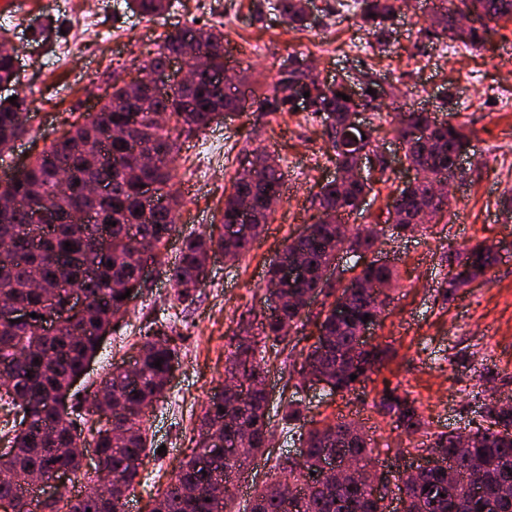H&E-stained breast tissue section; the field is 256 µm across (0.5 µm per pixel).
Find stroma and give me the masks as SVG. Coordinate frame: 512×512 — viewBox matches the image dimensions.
<instances>
[{
  "mask_svg": "<svg viewBox=\"0 0 512 512\" xmlns=\"http://www.w3.org/2000/svg\"><path fill=\"white\" fill-rule=\"evenodd\" d=\"M26 0L18 12L12 0H0V28L8 29L22 56L20 82L10 95L24 97L31 119L0 166L14 170L48 146L76 116L92 117L112 77L133 74L159 51L166 34L201 24L224 32L228 65L253 81L258 95L271 94L280 71L293 55L311 61L321 79H341L353 90L363 76L376 74L388 101L403 111H427L461 127L469 138L461 171L448 188L449 212L426 230L405 237L383 232L379 256L389 257L397 273L391 300L367 336L386 349L379 371L357 383L347 396L323 386H305L308 420L330 422L344 415L361 422L373 442V458L387 471L402 458L418 457L417 446L440 431L467 432L474 416V396L512 397V22L499 23L485 46L458 41L428 44L429 0H409L393 20L394 40L387 52L373 51L372 34L360 27L354 8L328 9L327 0H312L314 20L294 31L274 9L275 0H175L173 8L153 20L131 12L127 0ZM94 15L100 40L79 47L67 63L56 64L54 50L70 30L74 10ZM363 121L391 164L383 180L374 181L350 226L375 224L411 177L402 165L393 118L372 110ZM173 188L183 204L177 231L166 250L175 259L184 236L217 223L230 180L255 153L275 154L285 186L269 224L251 249L236 262L213 255L197 301L182 307L164 274L154 273L129 311L105 337L82 386L98 382L107 363L132 362L146 332L169 320L168 337L177 346L180 364L161 400L146 419L159 451L147 459L142 484L128 512H148L149 495L166 484L198 443L205 403L224 385L230 342L244 328H256L268 304L264 276L271 259L318 216L314 205L334 165L319 118L295 112H260L255 106L215 120L203 133L179 137ZM494 246L498 261L449 300L437 298L445 277L447 252L476 243ZM330 298L317 296L302 323L290 332L285 348L268 351L267 387L271 411L291 398L301 355L316 340V315ZM399 387L417 399L426 425L407 436L394 420L374 407L384 386ZM286 429L275 426L271 444L255 457L235 489V505L245 508L257 483L272 474L281 455L294 451Z\"/></svg>",
  "mask_w": 512,
  "mask_h": 512,
  "instance_id": "obj_1",
  "label": "stroma"
}]
</instances>
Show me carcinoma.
<instances>
[{
  "label": "carcinoma",
  "instance_id": "obj_1",
  "mask_svg": "<svg viewBox=\"0 0 512 512\" xmlns=\"http://www.w3.org/2000/svg\"><path fill=\"white\" fill-rule=\"evenodd\" d=\"M130 7L142 17L153 18L172 8L173 0H131ZM354 7L376 47L387 50L399 0H354ZM276 10L290 28L307 27L302 0H277ZM464 11L475 15L479 25L458 27L456 14ZM502 20H512V0H459L457 5L454 0H438L436 20L424 33L482 46L491 32L489 23ZM187 43L197 46L208 58L207 68L196 74L191 85L160 96L147 87L133 90L125 80L114 78L110 100L91 120L72 124L16 178L0 182V198L15 201L11 209H0V238L13 240L12 249L0 250V299L39 316L43 293L49 290L60 302L70 288L81 289L86 298L81 316L52 335L43 334L33 323L0 325V442L14 450L10 458L0 459V473L13 474V479L0 481V501L15 504L17 512H32V499L25 493L28 475L38 473L49 481L59 471L73 478L81 473L88 477L91 487L83 495L48 504L47 512H123L141 482L136 462L145 461L153 448L144 421L146 410L166 389L168 374L178 365L179 351L166 339L145 336L138 348L135 378L111 365L100 379L109 390L104 404L94 390L81 400H73L69 394L72 381L83 374L100 349L101 336L126 306L121 295L129 289L136 296L144 287V260L162 267L176 300L190 306L197 297L204 261L219 252L234 262L246 253L268 223L270 199L281 193L279 164L265 151L256 154L252 170L232 179L219 222L185 236L178 259L171 264L165 261L168 239L176 231V199L170 191L178 152L173 133L203 131L213 122L214 111L237 112L245 104V96L216 80L226 64L224 33L219 28H191L168 34L149 65L166 67L171 59L182 55ZM16 52L14 47L0 50V83H19L20 74L14 68ZM293 92L309 93V112L322 120L335 167H356L355 150L339 147L348 129L352 103L338 97L340 89L318 77L306 83L292 70L279 78L272 95L259 100V108L264 112H294ZM27 122L25 99L19 97L13 104L0 99V153L9 151L26 132ZM411 127L421 129L424 135L411 138ZM394 131L402 141L409 166L422 173L421 179L400 189L399 207L388 212L387 223L396 233L404 234L420 227L418 219L423 209L431 208L438 215L448 211V199L431 193V179L453 175L456 159L466 151L468 140L461 128L449 123L439 125L427 112L407 113V121H399ZM143 152L152 155L151 164L140 161ZM100 178L108 180L109 193L99 198L88 196L87 184ZM143 184L153 186L156 195L155 204L146 209L139 197ZM369 190L366 181L325 184L317 195L316 221L270 262L266 293L284 295L289 301L278 314L263 317L259 335L236 337L225 378L236 381L242 390L234 396L216 394L208 400L196 452L179 466L165 488L156 489L150 512H226L230 507L229 500L209 497L207 486L240 475L268 447L272 425L261 378L267 372L266 354L286 341L285 327L301 322L310 294H333L335 286L323 279V272L342 245L355 254L376 247L379 233L374 228L360 230L349 238L339 231L344 217L359 207ZM48 200L55 202L63 218L44 226L39 223V212ZM245 204L249 205L247 232L232 238L226 229L237 224ZM132 231L145 240V254L129 247L127 236ZM67 242L71 244L69 250L65 249ZM291 257L306 262V275L300 280L289 281L280 275L281 266ZM497 261V253L483 244L462 255H448L450 270L440 283L443 297L454 295L466 285L455 274L456 269L465 268L475 279L482 274L480 267L487 268ZM394 279L393 268L371 263L341 287L337 299L348 304V312L336 317L333 303L316 317L317 341L302 357L301 376H308L312 368L326 371L330 392L349 393L355 385L350 375L360 379L382 366L383 349H358L355 342L364 315L370 313L371 297L388 295ZM157 360L161 361L159 368L155 367ZM376 407L394 418L410 437L424 426L415 401L388 386ZM305 410L302 401L290 400L283 406L282 424H300ZM103 412L108 414L104 425L93 420ZM352 428V422L340 419L322 429H311L299 438L307 448L301 463H293L288 457L277 461L270 483L282 484L290 493H301L298 512H388L386 493L352 477L326 476L317 487L306 481L307 473L318 469L328 448L357 469L369 466L370 439ZM212 432L239 453L227 455L217 444H208ZM458 438L457 433L440 432L434 436L431 450L451 461L462 481L471 479V462L477 461L481 494H467L462 486L448 484L447 472L428 468L405 488L408 512H483L481 507L490 498L499 500V512H512V495L499 496L502 486L512 484V405H502L491 396L484 399L478 420L467 434L466 450L458 449ZM89 441L100 455V466L91 474L82 471L81 448ZM108 478L112 479V489L109 495L101 496L96 488ZM249 512H292L291 502L270 496L265 485L255 491Z\"/></svg>",
  "mask_w": 512,
  "mask_h": 512
}]
</instances>
